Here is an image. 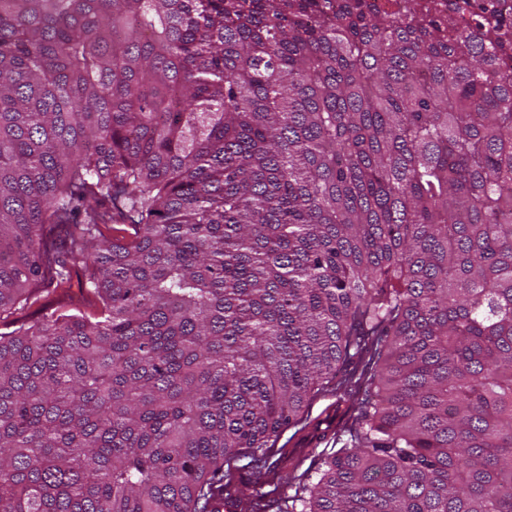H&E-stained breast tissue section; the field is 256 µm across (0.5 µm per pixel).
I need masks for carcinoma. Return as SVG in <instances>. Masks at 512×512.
<instances>
[{"mask_svg":"<svg viewBox=\"0 0 512 512\" xmlns=\"http://www.w3.org/2000/svg\"><path fill=\"white\" fill-rule=\"evenodd\" d=\"M74 260L94 317L0 332V512H512L499 0H0V321ZM330 384L274 507L236 462ZM309 420L306 427L304 424L286 429L275 445V453L270 458L273 462L271 473L265 490H270L268 484L280 485V477L291 472L295 476L305 474V482L311 476L314 478L315 470L320 463L322 452L329 453L331 448L336 451L343 443L336 445V394L325 392L318 396L308 408ZM328 419L330 430L324 432L315 424L321 420ZM323 452V453H324ZM307 479V480H306Z\"/></svg>","mask_w":512,"mask_h":512,"instance_id":"obj_1","label":"carcinoma"}]
</instances>
